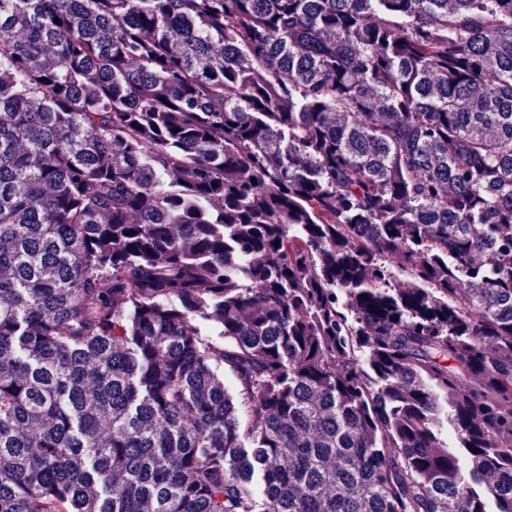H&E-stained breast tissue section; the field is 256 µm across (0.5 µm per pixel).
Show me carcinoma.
I'll use <instances>...</instances> for the list:
<instances>
[{"instance_id": "carcinoma-1", "label": "carcinoma", "mask_w": 512, "mask_h": 512, "mask_svg": "<svg viewBox=\"0 0 512 512\" xmlns=\"http://www.w3.org/2000/svg\"><path fill=\"white\" fill-rule=\"evenodd\" d=\"M487 496L512 0H0V512Z\"/></svg>"}]
</instances>
